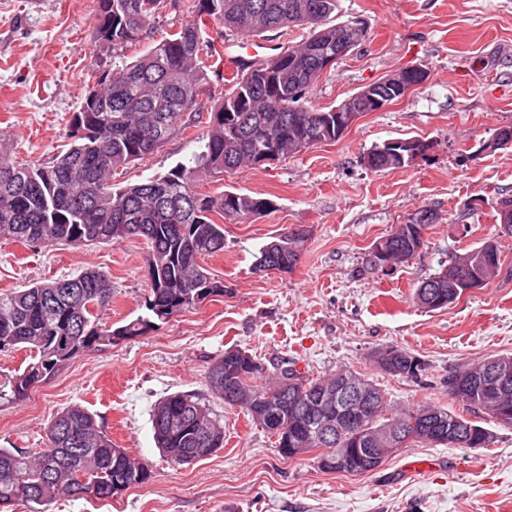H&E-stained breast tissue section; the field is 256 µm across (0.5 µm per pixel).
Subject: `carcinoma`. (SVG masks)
<instances>
[{"instance_id": "obj_1", "label": "carcinoma", "mask_w": 512, "mask_h": 512, "mask_svg": "<svg viewBox=\"0 0 512 512\" xmlns=\"http://www.w3.org/2000/svg\"><path fill=\"white\" fill-rule=\"evenodd\" d=\"M166 7L165 0H101L95 27L97 38L118 44H136L149 22ZM339 0H198L194 19L167 33L130 64L100 77L85 95L70 121L71 143L48 163L18 162L0 132V237L23 244L61 243L75 247L118 244L128 230L146 240L148 257L163 264L162 279L149 283L147 314L117 328L100 322L97 311L112 300L109 275L87 267L78 275L31 283L30 287L0 294V337L15 338L14 348L34 353L24 369L0 377V405L17 404L38 383L51 378L57 363L72 360L99 346L96 339L114 330L125 338L143 336L175 315L196 307L203 286L216 285L224 294V281L201 261L224 250V225L214 216L248 218L272 207L271 200L236 192L214 195L197 191L198 178L220 177L255 165L265 150L285 157L297 153L294 144L339 139L332 108L315 109L307 94L323 74L324 62L336 48L362 44L363 24L334 25ZM246 35L306 25L311 35L298 45L254 63L241 65L233 76V89L222 97L207 130L196 137L188 163L151 180L117 187L113 173L158 149L171 135L193 127L198 98L211 92L201 54L213 56L207 34L210 21ZM306 234L282 233L259 251L253 270L292 272L300 261ZM400 264L413 258L424 238L408 224L382 240ZM460 269L448 267L444 276L433 275L414 290V300L429 310L448 307L455 299L448 290ZM430 288L429 302L420 297ZM391 375L416 379L424 364L410 352L389 349ZM481 361L448 373V395L499 422L512 424V383L494 389L484 377ZM265 370L246 368L220 357L210 365L208 391L224 404L246 409L262 427L284 429L275 441L278 453L287 448L318 451V460L337 458L335 472L353 474L369 469L365 458L343 457V440L325 444L315 436L321 419L336 414V404L321 398L323 384L332 377L309 378L286 360L273 382ZM292 375L301 390L288 394L280 382ZM371 405L368 422L386 426L402 418L417 422L416 436L427 443L448 444V421L460 420L479 440L490 435L475 422L436 405L388 413L382 390ZM153 438L171 461L212 454L224 447V431L205 402L194 393L175 392L157 401L151 411ZM114 443L99 430L95 416L80 405L63 410L47 431L46 447L32 457L16 448H0V504L23 499L45 506L58 498L81 496L71 485L72 475L83 472L97 487V497L110 498L145 483L150 472L142 462L130 470L112 454Z\"/></svg>"}]
</instances>
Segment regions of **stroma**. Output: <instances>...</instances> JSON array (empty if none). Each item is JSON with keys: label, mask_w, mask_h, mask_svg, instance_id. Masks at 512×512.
Wrapping results in <instances>:
<instances>
[{"label": "stroma", "mask_w": 512, "mask_h": 512, "mask_svg": "<svg viewBox=\"0 0 512 512\" xmlns=\"http://www.w3.org/2000/svg\"><path fill=\"white\" fill-rule=\"evenodd\" d=\"M99 12L100 0H0V131L10 134L17 160L46 163L65 151L88 89L148 47L145 39L127 47L97 40ZM336 20L362 22L367 37L315 82L314 108L406 67L425 70L427 80L363 115L338 140L220 181L201 177L199 192L274 204L243 222L224 219V249L204 262L223 279V295L146 335L80 355L24 401L0 407V448L38 451L53 418L78 404L151 472L119 495L60 498L48 512H512V425L468 409L445 385L464 364L512 354V236L499 235L495 221L498 202L512 199V147L481 150L498 128L512 126V0H340ZM309 34L305 26L259 36L218 23L208 30L216 48L256 60ZM199 133L172 136L118 169L113 184L141 183L188 162ZM409 138L431 144L412 165H364L375 146ZM421 208L436 218L419 253L390 273L370 270L373 244ZM285 228L307 232L296 268L254 273L260 248ZM489 239L501 250L496 278L445 309L414 301L422 279ZM147 254L141 238L82 248L2 238L0 293L96 266L112 280L101 320L117 324L145 312ZM385 346L420 358L421 378L379 370L372 354ZM235 347L270 370L291 359L310 378L354 371L381 388L391 409L445 406L482 426L491 442H412L363 475L323 471L311 452L281 457L246 409L207 392L210 365ZM177 391L204 394L224 428L223 448L191 465L172 463L153 440L151 408ZM412 461L431 463V473L406 475Z\"/></svg>", "instance_id": "obj_1"}]
</instances>
